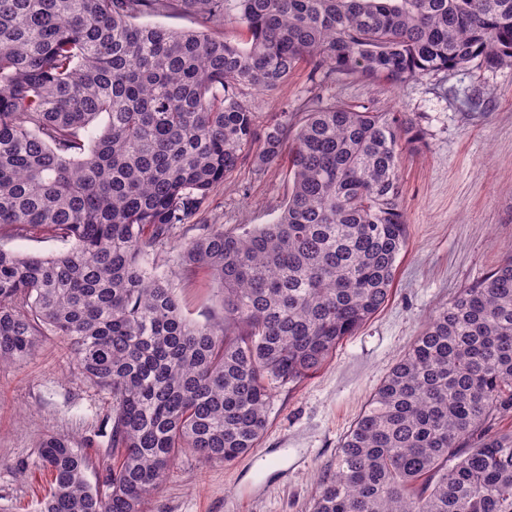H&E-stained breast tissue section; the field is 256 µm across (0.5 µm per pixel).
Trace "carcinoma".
<instances>
[{
  "label": "carcinoma",
  "instance_id": "obj_1",
  "mask_svg": "<svg viewBox=\"0 0 512 512\" xmlns=\"http://www.w3.org/2000/svg\"><path fill=\"white\" fill-rule=\"evenodd\" d=\"M186 12L196 29L139 25ZM234 25L249 40L215 38ZM306 60L402 84L475 60L512 67V0H0V229L70 244L0 248V365L50 331L107 391L91 484L76 441L46 436L39 512H146L179 454L230 464L266 432L277 385L317 371L387 301L407 240L403 112L307 106L292 190L270 224H200L176 245L222 311L192 322L142 258L247 158H281L292 114L258 133L242 91ZM512 254L430 317L341 440L311 512H512Z\"/></svg>",
  "mask_w": 512,
  "mask_h": 512
}]
</instances>
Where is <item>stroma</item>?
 <instances>
[{
  "label": "stroma",
  "instance_id": "stroma-1",
  "mask_svg": "<svg viewBox=\"0 0 512 512\" xmlns=\"http://www.w3.org/2000/svg\"><path fill=\"white\" fill-rule=\"evenodd\" d=\"M314 99L403 112L422 135L419 150L400 155L408 236L389 300L319 370L276 388L257 446L272 467L257 471L245 456L204 465L181 453L148 512H309L341 440L430 314L512 252V68L472 63L393 87L316 74L302 61L285 86L246 95L261 127L285 108L301 124ZM291 185L287 158L262 168L244 161L196 221L228 230L269 223ZM175 285L190 319L220 312L221 290L205 270L177 275ZM111 406L106 392L75 377L60 337H40L31 356L1 366L0 512H37L50 481L37 459L44 436L80 440L93 472L117 465L101 438Z\"/></svg>",
  "mask_w": 512,
  "mask_h": 512
}]
</instances>
